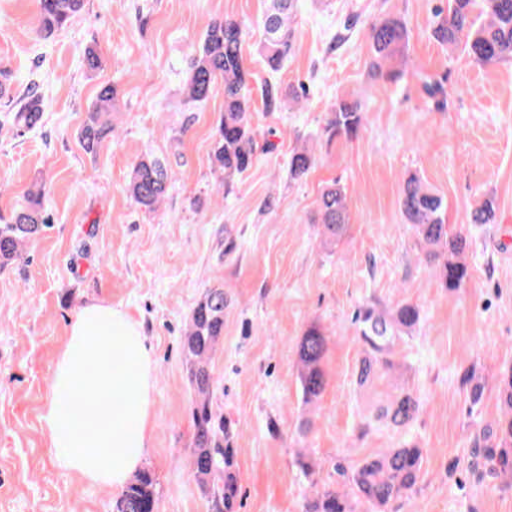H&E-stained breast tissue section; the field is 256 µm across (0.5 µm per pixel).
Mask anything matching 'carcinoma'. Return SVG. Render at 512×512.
Segmentation results:
<instances>
[{
    "mask_svg": "<svg viewBox=\"0 0 512 512\" xmlns=\"http://www.w3.org/2000/svg\"><path fill=\"white\" fill-rule=\"evenodd\" d=\"M36 32L50 37L68 26L84 6V0H37ZM294 0H269L262 19L263 37L259 54L271 72L281 69L294 45L291 7ZM434 39L452 49L461 48L472 61L481 65L512 60V0H447V14L437 22ZM245 24L232 17L215 18L207 25L201 44L186 62L185 103L193 108L206 104L215 93L224 96V111L213 127L211 162L223 193H230L255 163L256 134L252 125L251 82L254 74L247 66L242 46ZM373 48L371 70L382 79L399 78L406 65L408 33L394 18H382L369 26ZM83 67L94 77L102 68L96 50L86 48ZM266 111L274 112L284 103L281 87L266 80L261 86ZM117 88L104 84L80 129V143L94 153L112 137ZM45 114L43 95L34 86L26 89L14 112L5 113L14 136L42 126ZM363 112L355 101L340 99L331 109L325 132L329 136L353 137L362 126ZM315 163L314 153L306 147L293 151L289 175L305 177ZM175 177L173 161L166 156H148L132 166L127 193L137 206L155 212L160 207ZM323 235L331 243L342 237L350 223L347 195L342 186L332 183L320 193L317 202ZM443 199L432 192L417 176L408 177L402 186L400 210L416 238L417 245L449 291L461 288L470 276L466 254L470 249L468 234L451 232L442 217ZM496 221V202L491 196L479 201L470 213L476 227ZM49 225L45 208V187L34 181L9 216H0V269L22 258L29 244ZM228 300L222 288H207L190 310L183 339V351L195 391L191 420L193 444L189 469L208 495L210 512H236L240 487L237 476L234 434L224 420V412L215 405L216 381L212 371L213 356L224 336V310ZM418 306L404 303L395 308L368 304L359 310L360 339L364 355L359 360L355 382L364 387L383 370L396 367L397 347L403 336L420 323ZM329 336L317 326H310L297 345L298 378L306 405L316 403L326 385L323 360ZM470 403L478 405L484 384L475 369L462 378ZM501 415L495 427L473 439L471 467L486 468L489 474L512 487V366L498 379ZM421 409L420 397L402 388L383 408L381 417L398 430L408 428ZM424 449L404 442L367 459L349 477L352 493L326 489L310 497L304 512H393V505L411 492L419 478ZM155 478L144 469L125 486L116 498L113 512H158Z\"/></svg>",
    "mask_w": 512,
    "mask_h": 512,
    "instance_id": "carcinoma-1",
    "label": "carcinoma"
}]
</instances>
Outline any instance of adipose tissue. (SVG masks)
Listing matches in <instances>:
<instances>
[{
  "instance_id": "1",
  "label": "adipose tissue",
  "mask_w": 512,
  "mask_h": 512,
  "mask_svg": "<svg viewBox=\"0 0 512 512\" xmlns=\"http://www.w3.org/2000/svg\"><path fill=\"white\" fill-rule=\"evenodd\" d=\"M154 364L136 321L102 300L74 314L41 415L52 464L123 489L152 437Z\"/></svg>"
}]
</instances>
